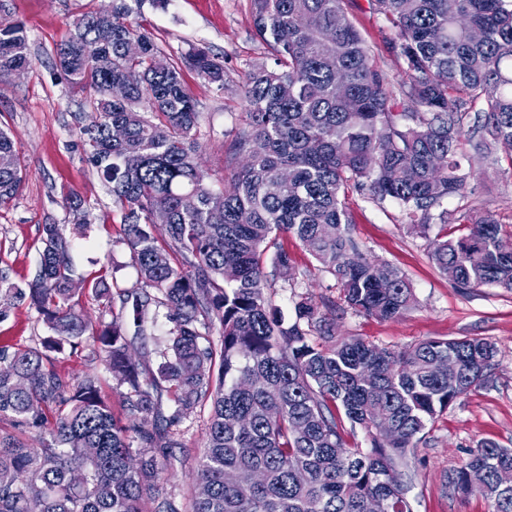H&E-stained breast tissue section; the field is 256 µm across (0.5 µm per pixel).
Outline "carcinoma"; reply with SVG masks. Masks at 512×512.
I'll return each mask as SVG.
<instances>
[{"label": "carcinoma", "instance_id": "1", "mask_svg": "<svg viewBox=\"0 0 512 512\" xmlns=\"http://www.w3.org/2000/svg\"><path fill=\"white\" fill-rule=\"evenodd\" d=\"M254 27L273 65L243 76L246 126L226 151L244 163L215 192L196 156L200 115L182 68L223 88L224 59L193 48L181 63L161 55L123 6L77 19L56 60L89 98L99 124L80 128L94 167L120 208L122 243L136 287L106 272L91 297L112 315L83 313L86 280H76L71 241L44 225L35 278L22 290L49 331L39 347L0 348V421L44 433L27 448L0 432V512H180L159 483L182 447L177 426L210 406L205 451L193 473L192 512H413L401 466L418 435L485 380L497 350L484 337L430 339L394 351L359 337L333 341L317 306L303 298L286 323L265 290L292 258L278 244L296 238L342 289L347 306L381 320L412 309L401 272L369 257L350 232L342 196L366 187L397 202L427 231L429 211L460 196L462 160L508 163L512 171V0H371L395 33L405 78L393 90L352 25L347 0H251ZM137 41L143 53L130 56ZM30 65L27 35L0 20V69ZM347 96L336 94V73ZM293 86L287 95L282 85ZM124 88L111 97L110 88ZM414 104L397 111L396 95ZM484 122L467 126L474 108ZM121 126L125 136L110 139ZM0 203L20 190L15 141L0 129ZM165 215L166 239L154 214ZM459 238L432 240L431 258L459 288L512 289V235L489 214H463ZM275 248L272 270L266 259ZM167 309L171 355L145 372L131 354L145 341L151 305ZM118 313H113V310ZM218 333L219 339L213 338ZM87 351L122 388L129 423L112 414L99 377L62 375L50 353ZM450 359L453 375L433 371ZM392 426L378 439L374 416ZM370 448H349L341 418ZM459 496L479 494L492 512H512V448L478 444L448 476Z\"/></svg>", "mask_w": 512, "mask_h": 512}]
</instances>
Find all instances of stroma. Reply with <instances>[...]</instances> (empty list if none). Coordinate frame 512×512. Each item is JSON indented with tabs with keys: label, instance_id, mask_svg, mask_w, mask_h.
Returning <instances> with one entry per match:
<instances>
[{
	"label": "stroma",
	"instance_id": "35a3bbf8",
	"mask_svg": "<svg viewBox=\"0 0 512 512\" xmlns=\"http://www.w3.org/2000/svg\"><path fill=\"white\" fill-rule=\"evenodd\" d=\"M147 29L168 60L177 62L190 48L207 47L223 57L231 77L224 89L199 79L192 70L183 78L201 114L198 162L208 174L207 185L224 190L225 149L246 121L241 88L249 65L268 59L255 31L250 0H0V12L20 23L29 39L31 64L21 76L0 80V128L13 136L23 183L18 194L0 204V275L26 286L39 265L43 227L57 224L72 239L71 260L77 276L89 279L101 267L115 269L119 287L137 280L130 253L121 243V213L102 176L91 164L80 138L92 112L82 95L73 93L56 68L54 50L66 40L82 14L120 4ZM348 15L374 63L391 83L404 77V61L392 50L393 33L368 0H349ZM463 195L443 207L459 215L490 214L504 232H512V170L506 163L473 161L466 169ZM75 192L91 205L90 225H74L64 196ZM352 233L360 248L374 259L396 267L412 285L416 306L393 320H381L349 308L335 279L294 238L283 244L294 258L288 279L277 280L270 295L285 321L295 318L301 298L326 304L339 338L358 336L367 342L401 350L429 339L479 336L497 348L485 381L457 399L421 435L414 455L404 466L410 480L407 496L415 512H491L478 495L460 497L448 487V475L459 467L470 448L484 441L512 448V290L489 286L463 289L448 282L430 256V240L411 228L401 207L379 202L369 191L350 190L347 197ZM0 304V347H33L47 329L26 301L5 295ZM207 413H191L183 425L181 448L175 449L172 476L165 493L188 512L194 493L191 475L203 452Z\"/></svg>",
	"mask_w": 512,
	"mask_h": 512
}]
</instances>
